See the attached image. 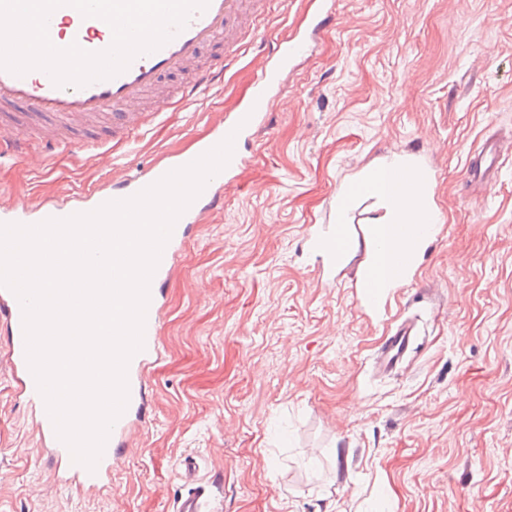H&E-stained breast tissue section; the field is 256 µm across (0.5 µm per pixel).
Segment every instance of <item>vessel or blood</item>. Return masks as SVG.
Masks as SVG:
<instances>
[{
  "instance_id": "obj_1",
  "label": "vessel or blood",
  "mask_w": 512,
  "mask_h": 512,
  "mask_svg": "<svg viewBox=\"0 0 512 512\" xmlns=\"http://www.w3.org/2000/svg\"><path fill=\"white\" fill-rule=\"evenodd\" d=\"M243 0H209L208 7L194 13L187 25L175 31L172 38L152 53L135 58L122 73L110 79L92 82L83 87H58L45 71L34 69L18 76L0 70V158H15L28 154L32 139L40 124L52 120L106 118L112 122V136L121 139L140 130L139 109L144 98L158 85L163 74L181 71L193 63L201 51L209 46L224 45L232 26L239 22ZM51 43L59 48L78 44L89 52L106 50L112 43V30L107 22L97 17H83L74 7L63 5L49 17ZM305 40L299 36L277 43L274 58L260 72L257 92L243 107L246 123L237 119L220 122L214 135L195 151L181 154L175 159L154 165L148 174L125 178L112 192L95 195L94 206L111 200L127 199L161 179L171 170L183 167L198 156L218 145L226 137H233L234 150L228 165L217 179L209 180L202 193L180 216L167 241L159 264L149 285V303L146 309L144 347L130 360L127 368L128 403L125 411L114 423L95 471L75 463L69 448L56 435L49 414L44 413L38 428L46 443L45 455L59 485L78 484L89 489H100L112 481V459L128 445V437L138 417L144 415L148 404L147 369L162 350L160 283L172 271L175 248L185 237L189 216L223 208L224 198L217 191L218 181L232 180L245 165L242 147L246 140L263 126L269 93L281 90L282 76L297 57ZM222 73L221 66L200 72L192 82L184 84L177 93L180 101L192 103L201 88L211 85ZM50 154L68 152L79 158L86 147L78 139L63 135H48ZM498 158L495 148L487 147L470 159L466 168L469 176L484 178ZM0 318L8 329L7 364L12 378L32 405L42 408L45 402L38 391L25 355L22 308L16 295L0 287ZM416 338L415 327L404 321L392 336L386 337L376 356L379 370L389 372L410 353Z\"/></svg>"
}]
</instances>
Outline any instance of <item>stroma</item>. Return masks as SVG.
<instances>
[{
	"label": "stroma",
	"mask_w": 512,
	"mask_h": 512,
	"mask_svg": "<svg viewBox=\"0 0 512 512\" xmlns=\"http://www.w3.org/2000/svg\"><path fill=\"white\" fill-rule=\"evenodd\" d=\"M306 2L265 0L259 36L193 104L171 95L184 76H166L143 135L78 121L102 153L0 163V203L108 191L192 151L241 111L276 43L307 29ZM495 139L512 141V0H334L223 208L176 251L150 414L111 489L54 481L0 333V512H176L189 454L214 512H512V150L491 183L465 166ZM394 156L431 170L444 221L371 313L357 288L366 237L331 277L305 244L335 225L353 174ZM406 319L418 348L377 374L383 337Z\"/></svg>",
	"instance_id": "35a3bbf8"
}]
</instances>
